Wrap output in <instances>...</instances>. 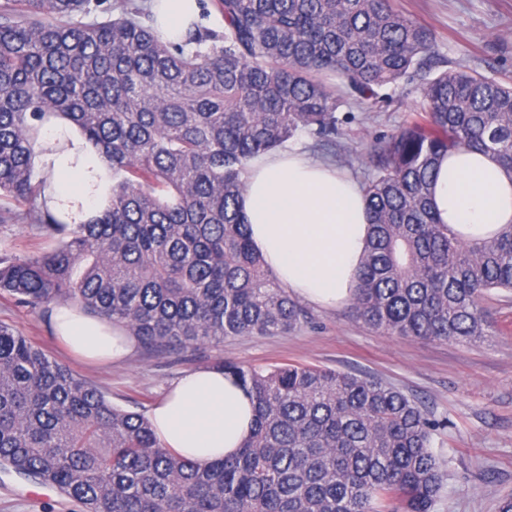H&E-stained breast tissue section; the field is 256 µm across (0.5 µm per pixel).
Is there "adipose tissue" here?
I'll use <instances>...</instances> for the list:
<instances>
[{
    "label": "adipose tissue",
    "instance_id": "adipose-tissue-1",
    "mask_svg": "<svg viewBox=\"0 0 512 512\" xmlns=\"http://www.w3.org/2000/svg\"><path fill=\"white\" fill-rule=\"evenodd\" d=\"M198 0H159L156 30L180 40L199 16ZM42 137L65 142L64 153L36 157L38 170L60 185L50 202L67 224H86L102 211L107 164L71 122L47 125ZM443 223L455 232L484 238L512 223V181L487 156L462 149L446 158L433 188ZM240 209L251 239L276 278L298 297L325 308L350 301L369 236L364 192L336 167L313 160L301 149L269 153L253 161ZM53 321L61 340L89 361L118 362L135 339L68 305H56ZM253 398L216 369L183 375L150 412L160 444L199 460L235 455L254 424Z\"/></svg>",
    "mask_w": 512,
    "mask_h": 512
}]
</instances>
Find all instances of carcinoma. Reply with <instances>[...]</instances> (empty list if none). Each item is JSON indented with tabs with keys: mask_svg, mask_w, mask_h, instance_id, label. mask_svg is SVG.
Here are the masks:
<instances>
[{
	"mask_svg": "<svg viewBox=\"0 0 512 512\" xmlns=\"http://www.w3.org/2000/svg\"><path fill=\"white\" fill-rule=\"evenodd\" d=\"M224 30L159 40L150 6L118 0H0V224L29 219L57 245L0 256V293L31 310L63 303L125 329L149 350L290 333L307 319L254 247L238 208L251 161L300 134L337 161L339 109L438 64L434 36L392 0H214ZM71 120L109 164L89 224L51 211L35 151ZM491 157L512 180V83L457 66L421 89L419 110L361 163L371 234L352 315L387 335L477 342L480 302L512 291V224L479 241L441 223L444 158ZM256 404L239 452L189 461L149 419L112 405L0 324V464L83 512H433L446 480L432 451L447 426L382 381L285 364L220 362Z\"/></svg>",
	"mask_w": 512,
	"mask_h": 512,
	"instance_id": "1",
	"label": "carcinoma"
}]
</instances>
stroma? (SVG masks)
Wrapping results in <instances>:
<instances>
[{"label":"stroma","mask_w":512,"mask_h":512,"mask_svg":"<svg viewBox=\"0 0 512 512\" xmlns=\"http://www.w3.org/2000/svg\"><path fill=\"white\" fill-rule=\"evenodd\" d=\"M396 9L429 27L450 65L494 64L512 77V0H393ZM379 102L351 106L337 152L365 154L376 137L399 129L420 105L417 83L387 87ZM36 225L0 224V254L19 259L53 248ZM482 305L494 324L477 343L422 340L376 332L356 321L349 306L308 304V325L288 334L235 336L223 344L155 354L135 346L121 364L82 360L56 337L51 311L33 312L0 294V323L27 337L72 373L100 387L112 404L149 413L185 372L220 360L243 367L318 366L377 377L425 402L448 421L433 451L445 462L447 484L434 512H497L512 494V292L492 291ZM0 512H83L48 487L0 466Z\"/></svg>","instance_id":"35a3bbf8"}]
</instances>
